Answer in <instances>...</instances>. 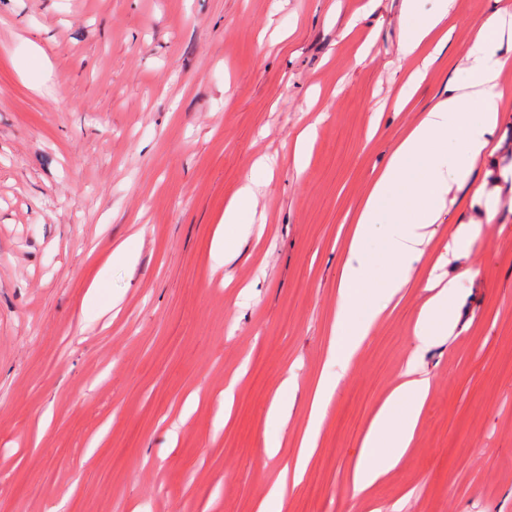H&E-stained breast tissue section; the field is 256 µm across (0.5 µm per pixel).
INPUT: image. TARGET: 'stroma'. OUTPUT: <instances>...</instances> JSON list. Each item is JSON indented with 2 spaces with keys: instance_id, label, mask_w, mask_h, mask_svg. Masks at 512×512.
<instances>
[{
  "instance_id": "1",
  "label": "stroma",
  "mask_w": 512,
  "mask_h": 512,
  "mask_svg": "<svg viewBox=\"0 0 512 512\" xmlns=\"http://www.w3.org/2000/svg\"><path fill=\"white\" fill-rule=\"evenodd\" d=\"M366 2L0 0V512H256L295 468L355 210L419 110L465 79L468 25L499 7L459 0L427 64L398 51L402 0L347 29ZM490 150L484 194H449L418 263L455 280V327L421 344L428 293L403 288L282 512H512V109ZM260 156L272 174L250 171ZM249 173L268 185L224 267L212 233ZM131 236L136 264L97 280ZM410 364L432 386L415 441L357 490L359 438ZM316 123L304 127L295 139L292 151V159L295 169L302 172L308 166L313 143L316 138Z\"/></svg>"
}]
</instances>
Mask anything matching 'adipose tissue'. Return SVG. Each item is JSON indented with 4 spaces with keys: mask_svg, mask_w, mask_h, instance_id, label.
<instances>
[{
    "mask_svg": "<svg viewBox=\"0 0 512 512\" xmlns=\"http://www.w3.org/2000/svg\"><path fill=\"white\" fill-rule=\"evenodd\" d=\"M457 0H403L409 20L399 52L421 54ZM506 13L498 11L472 22L464 56L466 78L450 83L446 93L396 140L387 163L362 198L337 287L336 315L328 365L348 366L394 298L409 283L413 264L434 237L441 205L455 188L475 183L484 157L507 106L501 89L503 71L512 66V36H506ZM260 185L242 180L224 207L211 241L219 265L235 256L240 226L255 213ZM430 296L421 307L415 333L421 343L447 333L455 321L454 283L437 285L426 278ZM339 377L321 378L315 389L309 426L300 442L299 459L307 461ZM431 390L429 379L406 369L387 394L360 443L355 484L366 488L401 462L411 447Z\"/></svg>",
    "mask_w": 512,
    "mask_h": 512,
    "instance_id": "ef3b65f1",
    "label": "adipose tissue"
}]
</instances>
